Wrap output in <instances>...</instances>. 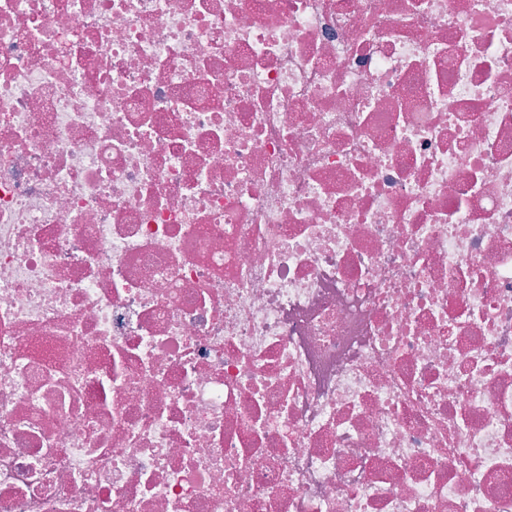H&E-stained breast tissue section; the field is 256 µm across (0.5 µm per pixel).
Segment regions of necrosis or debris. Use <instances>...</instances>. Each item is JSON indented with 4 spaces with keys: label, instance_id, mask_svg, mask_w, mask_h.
Masks as SVG:
<instances>
[{
    "label": "necrosis or debris",
    "instance_id": "obj_1",
    "mask_svg": "<svg viewBox=\"0 0 512 512\" xmlns=\"http://www.w3.org/2000/svg\"><path fill=\"white\" fill-rule=\"evenodd\" d=\"M0 512H512V0H0Z\"/></svg>",
    "mask_w": 512,
    "mask_h": 512
}]
</instances>
